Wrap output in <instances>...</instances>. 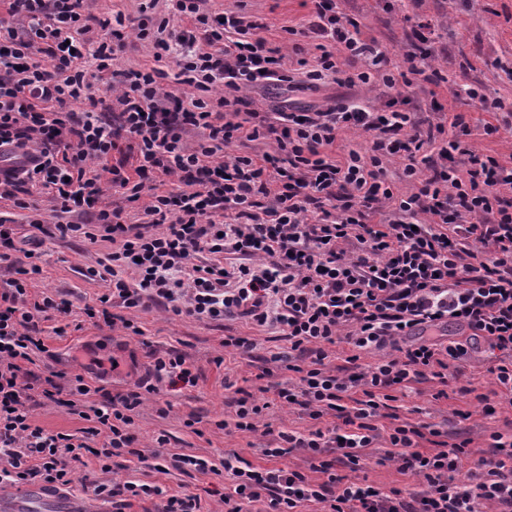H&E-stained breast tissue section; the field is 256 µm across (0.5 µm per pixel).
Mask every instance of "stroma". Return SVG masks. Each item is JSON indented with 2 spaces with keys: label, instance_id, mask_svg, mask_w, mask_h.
I'll use <instances>...</instances> for the list:
<instances>
[{
  "label": "stroma",
  "instance_id": "1",
  "mask_svg": "<svg viewBox=\"0 0 512 512\" xmlns=\"http://www.w3.org/2000/svg\"><path fill=\"white\" fill-rule=\"evenodd\" d=\"M236 5L263 18L269 42L279 45L292 39L303 46L304 58L316 56L314 40L303 34L313 19L311 0H209L207 7L219 12ZM337 5L341 12L358 19L366 36L375 38L397 64L403 60L413 26L418 21H428L430 63L443 80L436 85L421 83L415 96L417 103L426 111L439 107L446 112L463 113L470 130L466 143L486 155L503 159L512 156V136L486 134L490 114L459 94L460 89L477 85L488 96L512 101V0H338ZM343 93L371 109L383 107L388 95L382 83L374 79L348 90L329 81L315 93L290 94L280 88L258 87L250 98L261 106L291 97L297 106L305 107L324 104ZM111 252V242L102 239L90 242L72 237L45 238L38 260L42 272L29 280V296L39 300L50 295L65 300L69 311L42 322V338L49 352L35 355L34 371L43 376L61 373L60 384L66 389L75 375L87 379L98 376L109 392L116 393L134 388L151 369L155 355L181 353L197 373L198 382L193 387L176 389L163 382L159 394L146 397L132 429L135 447L151 450L156 437L164 433L170 439V447L187 454L218 459L225 452L234 451L252 464H265V438L219 426L220 421L233 418L231 401L237 389L254 393L261 383L256 378V367L250 366L247 357L238 351L225 348L224 337H251L260 357L281 351L282 342L272 340L268 328L242 319L175 317L156 307L127 310V318L142 330L138 336L109 327L102 315L87 316L86 308L98 306L108 288L107 282L89 277L87 270L98 267ZM219 357L224 360L220 366L215 363ZM492 364L491 353L485 352L483 345H476L470 357L458 363V378L449 382L446 399L433 400L437 386L429 382L402 391L397 402L401 420L444 422L452 429L466 426L472 443L457 473L461 479L467 477L474 460L486 450L491 433L512 431V408L500 406L495 415L488 416L478 400L479 395L490 393L494 387L489 372ZM228 380L233 381V388H225ZM466 385L473 387V394H459V387ZM162 406L168 409L163 417L158 414ZM462 412L468 413V420H459ZM191 417L200 419V433L185 427V420ZM364 474L368 484L380 489L413 482L388 460L381 439L367 451ZM128 478L159 485L163 493L129 500L125 512H163L164 493L168 490L197 494L202 512H222L224 508V477L197 472L186 475L176 470L165 474L142 464L126 468L116 465L104 472L94 459L76 474L70 494L85 500L92 512H111V503L95 497L93 488L98 483Z\"/></svg>",
  "mask_w": 512,
  "mask_h": 512
}]
</instances>
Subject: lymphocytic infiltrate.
<instances>
[{
    "label": "lymphocytic infiltrate",
    "mask_w": 512,
    "mask_h": 512,
    "mask_svg": "<svg viewBox=\"0 0 512 512\" xmlns=\"http://www.w3.org/2000/svg\"><path fill=\"white\" fill-rule=\"evenodd\" d=\"M0 200L29 209L31 183L47 190L49 209L69 215L60 237L99 238L113 249L103 270L111 288L104 304L125 309L155 305L175 316L221 321L233 316L268 327L288 344L271 362L298 373L299 383L279 387L274 401L303 409L319 426L308 434L278 432L263 450L269 467L241 465L232 454L211 462L167 451L158 472L231 473L224 512H512V435L491 444L467 478L456 473L467 440L430 424L408 422L388 435L389 458L413 487L366 485L359 473L366 448L379 432L395 391L428 380L447 384L454 361L466 356V339L444 343L430 331L456 323L501 354L492 368L498 403L512 406V160L503 162L464 147L462 114L451 123H427L413 104L417 76L430 51L423 29L402 64L366 38L360 22L336 0H313L309 33L324 41L315 65L300 46H277L266 23L231 9L216 13L207 0H169L154 16L155 0L141 4L136 37L152 52L153 66L113 71L127 32L86 13L84 0H0ZM190 21L191 29H176ZM305 67L295 80L289 54ZM91 55L94 71L82 63ZM177 68V86L197 89L181 98L168 88L163 61ZM114 72L110 103L93 93V79ZM380 75L391 96L368 110L343 98L307 111L250 108L259 84L315 90L326 80L353 86ZM366 134V152L336 159L342 130ZM196 133L188 142V133ZM137 157L112 160L120 140ZM273 140L275 152L225 156L243 141ZM436 145L435 156L423 149ZM403 159L409 189L395 196L384 164ZM177 177L178 191L158 194L156 174ZM149 194L145 220L127 223L122 210L100 207L103 183ZM232 211L230 222H216ZM39 237L16 242L0 225V262L15 276L0 291V485L44 482L68 490L86 454L103 471L113 458L145 462L129 432L144 394L155 380L195 385L176 352L155 357L154 381L94 403L99 387L76 376L69 400L53 377L30 368L46 352L39 321L63 311L52 297L29 302L27 282L42 269ZM22 250L24 261L11 257ZM209 260L196 264L197 253ZM132 269L135 285L122 273ZM343 342L342 365L328 367L329 346ZM383 357L362 366V354ZM64 402L85 420L79 433H52L36 425L42 401ZM99 439L90 449V439ZM431 439L424 453L421 440ZM309 453V473L283 465L293 450Z\"/></svg>",
    "instance_id": "lymphocytic-infiltrate-1"
}]
</instances>
